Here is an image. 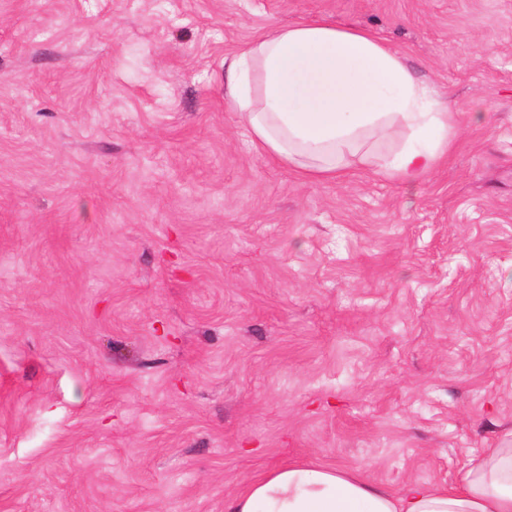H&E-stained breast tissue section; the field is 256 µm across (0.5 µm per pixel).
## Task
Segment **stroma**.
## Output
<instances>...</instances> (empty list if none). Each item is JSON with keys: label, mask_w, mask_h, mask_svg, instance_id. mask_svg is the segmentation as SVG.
Here are the masks:
<instances>
[{"label": "stroma", "mask_w": 512, "mask_h": 512, "mask_svg": "<svg viewBox=\"0 0 512 512\" xmlns=\"http://www.w3.org/2000/svg\"><path fill=\"white\" fill-rule=\"evenodd\" d=\"M307 20L447 97L446 162L256 153L224 61ZM511 429L512 0H0V512L448 484Z\"/></svg>", "instance_id": "35a3bbf8"}]
</instances>
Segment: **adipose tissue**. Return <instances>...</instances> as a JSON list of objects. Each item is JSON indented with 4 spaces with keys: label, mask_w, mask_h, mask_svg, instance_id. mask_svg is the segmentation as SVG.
Wrapping results in <instances>:
<instances>
[{
    "label": "adipose tissue",
    "mask_w": 512,
    "mask_h": 512,
    "mask_svg": "<svg viewBox=\"0 0 512 512\" xmlns=\"http://www.w3.org/2000/svg\"><path fill=\"white\" fill-rule=\"evenodd\" d=\"M229 95L257 151L310 180L369 168L414 180L451 152L460 118L370 33L303 21L257 34L228 64ZM224 512H512V444L483 448L443 486L393 491L354 471L280 466Z\"/></svg>",
    "instance_id": "adipose-tissue-1"
}]
</instances>
